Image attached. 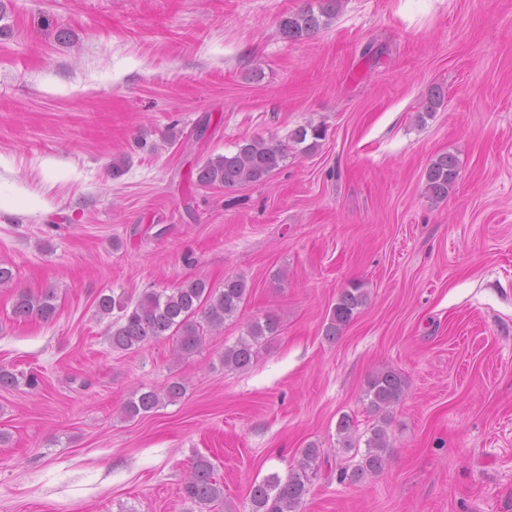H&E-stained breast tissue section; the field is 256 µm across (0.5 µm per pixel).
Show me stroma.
Instances as JSON below:
<instances>
[{"instance_id": "stroma-1", "label": "stroma", "mask_w": 512, "mask_h": 512, "mask_svg": "<svg viewBox=\"0 0 512 512\" xmlns=\"http://www.w3.org/2000/svg\"><path fill=\"white\" fill-rule=\"evenodd\" d=\"M322 2L0 0V188L41 202L0 211V367L40 378L0 390V512H192L200 456L213 512H249L312 443L328 461L301 512H512V0H342L314 36L281 33ZM311 123L325 139L265 181L196 184L207 158ZM443 153L458 183L434 205ZM230 275L250 293L200 352L112 350L101 292ZM355 279L368 302L327 340ZM19 288L53 290L55 318L16 319ZM269 315L253 365L224 368ZM385 368L406 381L388 463L339 481L337 422L369 436ZM175 379L179 400L123 415ZM458 162L455 156L441 154L429 163L425 172V194L433 203L448 198L457 184ZM278 330L275 319L266 317L263 321L256 320L246 327L245 336H241L234 345L225 347L221 357L224 368L246 370L253 363V347L262 338L272 336ZM184 494L200 512H210L216 502L224 499V487L214 478L213 465L207 458L200 456L195 460Z\"/></svg>"}]
</instances>
